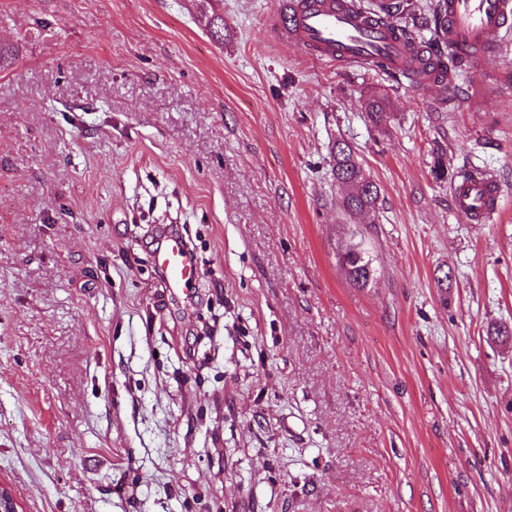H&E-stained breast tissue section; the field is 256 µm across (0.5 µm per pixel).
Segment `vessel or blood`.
<instances>
[{
    "label": "vessel or blood",
    "instance_id": "b4317fda",
    "mask_svg": "<svg viewBox=\"0 0 512 512\" xmlns=\"http://www.w3.org/2000/svg\"><path fill=\"white\" fill-rule=\"evenodd\" d=\"M437 38L449 54L472 57L475 50L501 44L512 35V0H442ZM290 26H275L280 39L294 43L319 59L379 68L409 79L416 91L436 85L435 76L412 77L410 44L399 23L379 24L356 0H290ZM456 208L479 224H492L498 214L500 183L482 169H469L450 186ZM169 288L195 285L200 272L181 237H169L155 254Z\"/></svg>",
    "mask_w": 512,
    "mask_h": 512
}]
</instances>
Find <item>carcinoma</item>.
<instances>
[{"label": "carcinoma", "mask_w": 512, "mask_h": 512, "mask_svg": "<svg viewBox=\"0 0 512 512\" xmlns=\"http://www.w3.org/2000/svg\"><path fill=\"white\" fill-rule=\"evenodd\" d=\"M385 111V98L372 95L367 99L366 115L375 128H382ZM333 176L336 182L348 187V193L343 196L341 202L349 216L354 217L365 211H376L380 187L365 174L356 153L346 143H336ZM346 235L347 243L339 255V262L353 285L366 288L376 274L372 242L367 233L357 225L350 227Z\"/></svg>", "instance_id": "obj_1"}]
</instances>
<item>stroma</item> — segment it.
Masks as SVG:
<instances>
[{
  "instance_id": "obj_1",
  "label": "stroma",
  "mask_w": 512,
  "mask_h": 512,
  "mask_svg": "<svg viewBox=\"0 0 512 512\" xmlns=\"http://www.w3.org/2000/svg\"><path fill=\"white\" fill-rule=\"evenodd\" d=\"M282 2L212 0L219 42L194 0H0V481L24 512H512V340L488 334L512 328V38L422 96L274 38ZM339 141L381 189L365 288L337 263ZM475 166L496 223L452 203ZM173 232L186 292L154 262ZM191 257V249L187 246ZM186 245L179 236H170L155 254L156 264L162 269L169 288L183 290L195 285L200 272L190 260Z\"/></svg>"
}]
</instances>
